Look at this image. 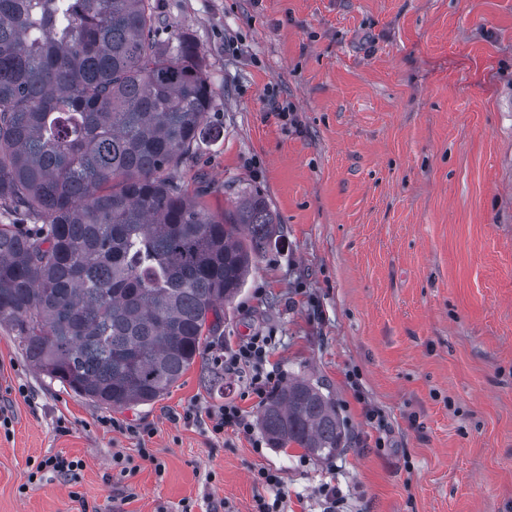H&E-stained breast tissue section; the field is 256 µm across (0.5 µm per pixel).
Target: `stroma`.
<instances>
[{"label":"stroma","instance_id":"1","mask_svg":"<svg viewBox=\"0 0 512 512\" xmlns=\"http://www.w3.org/2000/svg\"><path fill=\"white\" fill-rule=\"evenodd\" d=\"M153 3L160 37L194 42L221 130L175 180L215 213L262 196L273 235L154 403L80 397L0 327V512H255L262 468L280 473L284 512H324L329 481L346 512H512V0ZM255 335L282 378L335 403L332 460L254 451L258 429L211 434L208 412L230 400L258 420L245 374L217 363ZM56 453L82 460L76 485L28 483L30 461Z\"/></svg>","mask_w":512,"mask_h":512}]
</instances>
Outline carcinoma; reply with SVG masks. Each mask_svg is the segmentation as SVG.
Returning <instances> with one entry per match:
<instances>
[{"label": "carcinoma", "instance_id": "obj_1", "mask_svg": "<svg viewBox=\"0 0 512 512\" xmlns=\"http://www.w3.org/2000/svg\"><path fill=\"white\" fill-rule=\"evenodd\" d=\"M186 37L150 0H0V326L27 360L108 407L161 397L201 355L274 218L215 214L171 172L220 131ZM258 423L318 459L343 442L303 377Z\"/></svg>", "mask_w": 512, "mask_h": 512}]
</instances>
